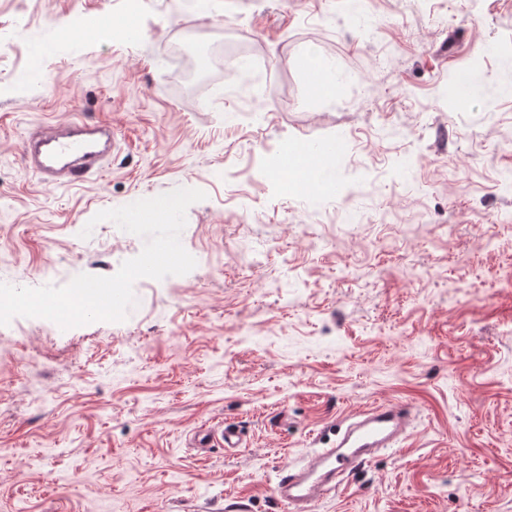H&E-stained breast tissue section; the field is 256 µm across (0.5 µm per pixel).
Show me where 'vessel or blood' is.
Masks as SVG:
<instances>
[{"label":"vessel or blood","instance_id":"b4317fda","mask_svg":"<svg viewBox=\"0 0 512 512\" xmlns=\"http://www.w3.org/2000/svg\"><path fill=\"white\" fill-rule=\"evenodd\" d=\"M112 145L110 127L74 120L31 133L23 144L28 164L51 184L88 180L98 172ZM410 425L407 404H380L350 415L334 442L312 456L303 466L284 468L275 493L284 512H315L317 503L337 491L346 475L363 466L373 454L397 447ZM241 443L238 429L230 424L201 432V448H235Z\"/></svg>","mask_w":512,"mask_h":512}]
</instances>
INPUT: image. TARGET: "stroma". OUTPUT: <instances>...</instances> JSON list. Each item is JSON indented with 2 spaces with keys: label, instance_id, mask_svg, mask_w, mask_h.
<instances>
[{
  "label": "stroma",
  "instance_id": "stroma-1",
  "mask_svg": "<svg viewBox=\"0 0 512 512\" xmlns=\"http://www.w3.org/2000/svg\"><path fill=\"white\" fill-rule=\"evenodd\" d=\"M74 119L112 153L45 184L22 142ZM286 144L336 146V193L289 190ZM502 174L512 0H0L1 283L114 275L144 240L97 212L206 194L195 268L125 321L0 325V512H283L317 433L395 402L403 447L316 512H512ZM224 422L241 447H193Z\"/></svg>",
  "mask_w": 512,
  "mask_h": 512
}]
</instances>
